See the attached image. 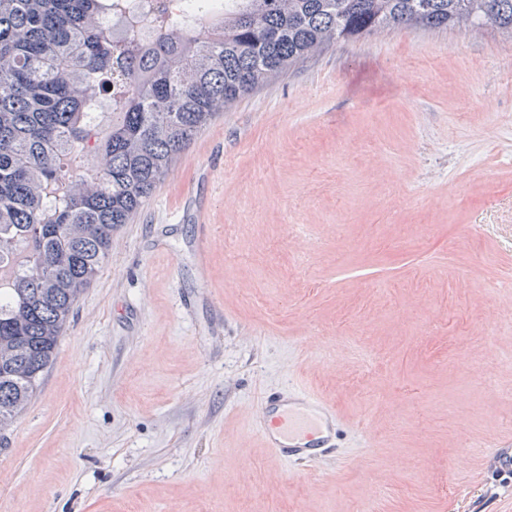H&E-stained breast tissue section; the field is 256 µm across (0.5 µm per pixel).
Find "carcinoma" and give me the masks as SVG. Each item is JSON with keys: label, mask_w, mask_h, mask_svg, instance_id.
<instances>
[{"label": "carcinoma", "mask_w": 512, "mask_h": 512, "mask_svg": "<svg viewBox=\"0 0 512 512\" xmlns=\"http://www.w3.org/2000/svg\"><path fill=\"white\" fill-rule=\"evenodd\" d=\"M102 0H0V433L26 409L82 290L101 272L172 161L220 113L339 39L399 27L491 25L512 34V0H224L172 35L116 39ZM107 101L112 126L86 114ZM94 141L87 173L70 174Z\"/></svg>", "instance_id": "obj_1"}]
</instances>
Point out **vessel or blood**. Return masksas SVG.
Listing matches in <instances>:
<instances>
[{
    "label": "vessel or blood",
    "mask_w": 512,
    "mask_h": 512,
    "mask_svg": "<svg viewBox=\"0 0 512 512\" xmlns=\"http://www.w3.org/2000/svg\"><path fill=\"white\" fill-rule=\"evenodd\" d=\"M252 420L261 447L278 459L313 467L327 460L340 428L334 404L299 386L263 397L252 411Z\"/></svg>",
    "instance_id": "vessel-or-blood-1"
}]
</instances>
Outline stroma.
I'll use <instances>...</instances> for the list:
<instances>
[{"mask_svg":"<svg viewBox=\"0 0 512 512\" xmlns=\"http://www.w3.org/2000/svg\"><path fill=\"white\" fill-rule=\"evenodd\" d=\"M291 382L347 423L326 468L248 440ZM497 444L512 36L396 28L242 97L113 233L0 438V512H464Z\"/></svg>","mask_w":512,"mask_h":512,"instance_id":"obj_1","label":"stroma"}]
</instances>
